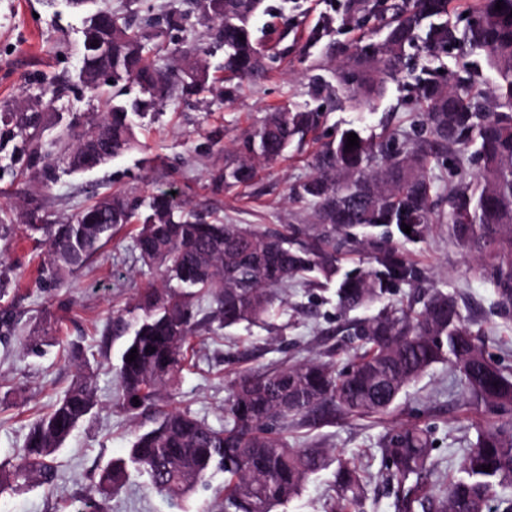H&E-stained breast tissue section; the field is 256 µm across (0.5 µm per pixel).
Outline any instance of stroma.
I'll use <instances>...</instances> for the list:
<instances>
[{"mask_svg": "<svg viewBox=\"0 0 512 512\" xmlns=\"http://www.w3.org/2000/svg\"><path fill=\"white\" fill-rule=\"evenodd\" d=\"M345 2L266 0L272 11L257 21L254 32L274 48L264 79L233 81L227 97L216 91L174 93L146 115L133 116L130 149L95 168L72 171L50 164L48 158L29 162L17 151L9 126L0 123V209L10 227L0 238V312L13 316L10 335H0V463L13 461L32 423L69 387L76 372L72 349H79L98 399L93 415L56 452L53 484L1 494L0 512H80L94 494L102 466L126 455L132 431L144 432L153 425L151 418L132 417L114 403V367L124 340L112 334V314L131 305L139 289L158 276L139 257L135 225L119 226L87 267L58 282L39 274L47 246L29 237V220L62 224L113 193L144 202L172 192L187 208L212 213L227 224L310 228L311 206L290 199L289 189L311 176V157L332 134L349 128L366 137L392 133L401 146L419 133L420 106L406 81L388 83L384 96L369 106L358 108L346 99L338 67L352 54L359 33L344 23ZM150 5L182 14L180 27L145 24ZM94 6L142 25L150 44L163 45L153 60L164 68L176 63L171 48L215 43L211 24L201 11H187L185 0H95ZM84 18V11L64 0H0V113L38 106L42 141L49 144L51 156L74 146L75 130L103 109L79 79ZM324 19L329 32L310 42L311 28ZM314 74L327 83L323 93L309 83ZM279 106L319 110L323 116L302 143L261 164L251 184L215 183V175L242 151L266 113ZM374 234L395 246L414 277L394 282L383 302L346 316L337 306L336 283L297 285L266 321L199 333L161 408L188 411L221 427L224 404L241 373L316 356L346 368L358 351L352 331L359 320L377 315L383 306L422 301L436 291L456 298L487 356L512 366V316L502 315L478 261L455 243L445 220H435L426 238L418 241L404 239L393 225ZM41 334L47 335L48 346L28 350L30 338ZM464 399L459 378L438 364L401 395L393 412L303 426L291 431L290 440L335 449L342 458L366 466L367 492L352 512H398L380 449L383 436L400 425L431 427L433 459L439 469L453 473L476 440L477 422L487 417L483 411H464ZM331 481V471L313 475L302 493L276 512H327ZM101 507L103 512H224V475L216 473L207 486L173 501L133 470L124 487Z\"/></svg>", "mask_w": 512, "mask_h": 512, "instance_id": "1", "label": "stroma"}]
</instances>
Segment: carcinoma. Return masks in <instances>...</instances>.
I'll list each match as a JSON object with an SVG mask.
<instances>
[{"mask_svg": "<svg viewBox=\"0 0 512 512\" xmlns=\"http://www.w3.org/2000/svg\"><path fill=\"white\" fill-rule=\"evenodd\" d=\"M200 2L205 20L218 26L224 79L263 78L265 51L254 37V26L268 14L265 0ZM378 2L372 14L383 37L375 38L379 30L361 33L341 83L350 101L359 105L382 95L387 80L410 77L427 136L403 151L388 141L365 138L358 130L359 145L350 150L345 132L325 144L312 157L313 175L290 189L295 200L313 204L318 224L314 234L303 239L292 224L280 231L214 222L167 193L150 197L145 215L139 205L114 195L46 231L44 271L58 281L83 268L122 224H140L135 236L139 256L160 271L161 284L143 289L131 308L112 319V335L127 337L116 367L118 402L134 415L152 413L154 425L133 435L126 457L102 469L99 495L118 489L131 468L145 473L152 489L171 498L206 485L221 470L224 512H272L332 462L327 448L290 445L291 426L328 424L338 416L385 415L408 385L438 363L460 374L465 409L512 411V369L485 356L454 298L443 292L431 295L419 310L400 307L358 323L354 335L360 353L346 370L314 358L239 375L221 428L187 412L158 408L162 393L183 370L198 326L261 322L283 303L278 288L297 280L309 286L331 280L338 273L342 246L337 237L348 238L356 228L394 224L405 239L424 238L436 206L430 163L440 152L459 166L473 158L479 165L475 178L450 186L447 220L466 252L492 259L485 277L503 313H512V0H478L461 27L448 18L449 0ZM498 2L500 10L495 9ZM145 40L134 24L108 11L89 17L80 79L96 97L102 86L112 85L110 110L90 123L58 162L76 171L99 166L131 146L130 115L155 105L169 86L179 84L183 92L195 94L208 89L210 51L195 55L180 70H163L146 57ZM463 46L483 55L497 74L494 103L476 90L483 74L475 62L463 63V76L451 88L438 80L434 69L416 63L422 53ZM129 81L149 99H121V83ZM14 117L13 136L30 149L31 160L41 158L38 112ZM318 121L316 112L268 113L245 143V155L224 167L218 179L226 186L253 181L256 160L280 157ZM406 225L409 234L403 232ZM367 244L383 271L347 276L339 283L336 297L345 312L378 301L394 281L411 274L395 247L375 238ZM203 298L210 306L199 319ZM133 348L136 359L128 362ZM96 406L90 376L79 367L64 394L32 424L18 463L6 474L0 470V494L51 483L54 454ZM381 450L389 480L397 488L399 512H490L496 488L512 482V420L486 422L462 457L458 475L442 479L435 491L428 485L437 470L428 430L394 428L383 437ZM484 465L491 471H483ZM366 487L360 467L337 462L331 512H349Z\"/></svg>", "mask_w": 512, "mask_h": 512, "instance_id": "carcinoma-1", "label": "carcinoma"}]
</instances>
